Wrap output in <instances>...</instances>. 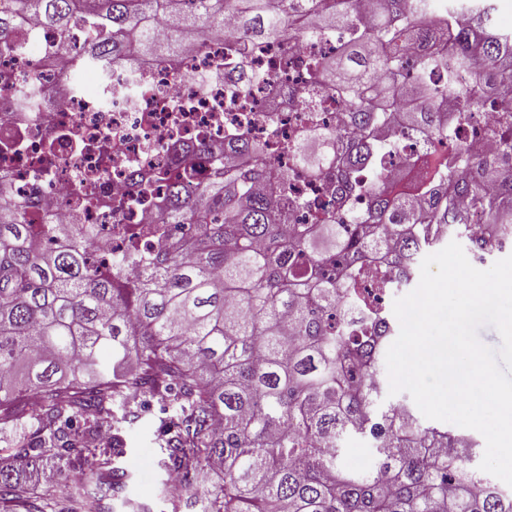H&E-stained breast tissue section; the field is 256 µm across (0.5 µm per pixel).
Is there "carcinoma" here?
<instances>
[{"label": "carcinoma", "mask_w": 512, "mask_h": 512, "mask_svg": "<svg viewBox=\"0 0 512 512\" xmlns=\"http://www.w3.org/2000/svg\"><path fill=\"white\" fill-rule=\"evenodd\" d=\"M488 2L433 10L429 0H9L0 41L36 16L69 47L86 15L112 44L90 40L79 61L164 59L173 68L178 40L159 43L144 27L159 7L177 30L207 36L222 33L232 12L256 49L305 32L315 14L320 28L348 35L310 72L348 105L349 125L332 132L312 121L295 148L309 179L336 173V212L318 224L287 223L288 173L243 132L224 144L235 160L223 176L197 185L187 174L165 177L160 223L185 232L156 255L138 249L135 233L115 252L89 243L82 224L28 223L0 193V431L18 424L25 395L43 401L33 442L0 463V512H54L57 489L17 473L73 445L93 447L98 467L64 489L70 512H104L128 475L114 463L121 449L100 444L99 433L120 437L135 412L113 407L132 388L173 401L162 441L186 481L165 486L169 512H512V490L472 467V441L423 425L406 405L378 406L391 315L370 312L355 326L343 318L365 279L389 288L412 280L457 230V196L493 214L481 163L461 147L450 158L435 148L450 127L447 90L430 78L453 58L448 85L463 116L481 109L486 87L512 99V32L491 25ZM409 37L421 51L413 61L401 52ZM394 112L429 150L407 191L380 175L367 212L350 216L341 207L359 166L392 156L378 132ZM421 187L431 197L423 217L411 204ZM319 239L327 250L313 249ZM511 239L512 228L474 254L482 262ZM129 262L140 266L134 279L122 275ZM349 437L371 442L372 471L339 465Z\"/></svg>", "instance_id": "carcinoma-1"}]
</instances>
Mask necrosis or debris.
Returning <instances> with one entry per match:
<instances>
[{"mask_svg":"<svg viewBox=\"0 0 512 512\" xmlns=\"http://www.w3.org/2000/svg\"><path fill=\"white\" fill-rule=\"evenodd\" d=\"M224 32L181 38L179 67L167 62L135 67L116 62L93 76L76 69L71 50L56 31L25 19L17 39L0 47V71L13 84L0 89V189L25 219L40 224H83L124 248L129 233L157 253L170 241L158 229L167 193L164 173L195 163L200 180L224 162V139L247 131L268 157L288 172L303 204L294 224L319 223L336 207V186L306 181L293 153L307 116L336 128L348 108L312 85L307 61L336 54L337 34L301 42L264 44L243 62L224 53ZM452 139L488 163L492 177L512 172V120L492 106L457 120ZM381 140L400 156L387 164L389 180L402 181L409 159L419 158L418 139L394 119Z\"/></svg>","mask_w":512,"mask_h":512,"instance_id":"1","label":"necrosis or debris"}]
</instances>
